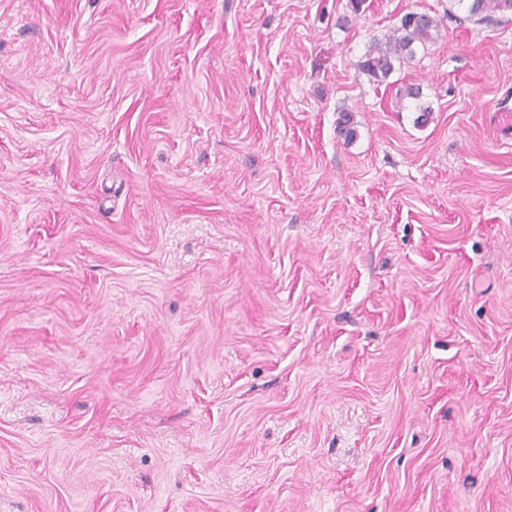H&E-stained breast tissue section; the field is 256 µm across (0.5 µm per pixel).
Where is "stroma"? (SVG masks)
<instances>
[{
	"label": "stroma",
	"mask_w": 512,
	"mask_h": 512,
	"mask_svg": "<svg viewBox=\"0 0 512 512\" xmlns=\"http://www.w3.org/2000/svg\"><path fill=\"white\" fill-rule=\"evenodd\" d=\"M448 8L0 0V512H512V15ZM413 20L409 13H406L400 20L393 35L385 42L372 44L362 60L359 67L369 76L376 80L388 77L395 69V64L401 65L406 59L414 56V46H425L434 42L440 35V22L431 16L424 21L425 13L413 12Z\"/></svg>",
	"instance_id": "stroma-1"
}]
</instances>
